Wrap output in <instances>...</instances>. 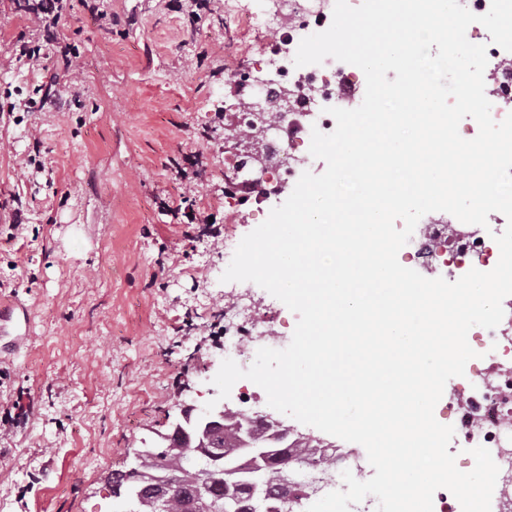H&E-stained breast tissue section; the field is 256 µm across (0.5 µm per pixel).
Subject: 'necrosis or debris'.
I'll return each mask as SVG.
<instances>
[{"mask_svg": "<svg viewBox=\"0 0 512 512\" xmlns=\"http://www.w3.org/2000/svg\"><path fill=\"white\" fill-rule=\"evenodd\" d=\"M243 23L253 29L281 34L285 43L300 41L308 36L313 26L322 21L320 15L301 12L295 19L285 15L261 11H243ZM468 40H481L487 46V72L494 75L498 88L492 94L491 115L502 121L512 113V70L505 61L512 53L492 44L486 28L471 24ZM269 84L265 96H274L282 86L302 83L304 92L294 96L290 108L280 112L274 127L275 135L268 146L278 162L276 179L293 180L300 167L295 153L311 142L312 130L333 129L334 118L329 110L344 108L347 98L341 93L342 84H359L364 80L362 70L351 64L322 66L300 76H292L285 60L277 54L264 59ZM507 225L499 212L489 214L487 226L473 224L445 225L433 221L417 224L403 253L414 266L434 264L449 280H457L470 269L492 270L500 256L495 235ZM505 316L496 329L475 327L470 346L477 353L465 369L464 376L452 378L441 402V412L455 428L451 442L455 448L487 447L499 467L494 489L495 512H512V296L503 301ZM259 306L240 311L238 300H231L224 309V327L231 330V338L224 341V353L237 358L246 357L248 342L260 335L262 322Z\"/></svg>", "mask_w": 512, "mask_h": 512, "instance_id": "necrosis-or-debris-1", "label": "necrosis or debris"}]
</instances>
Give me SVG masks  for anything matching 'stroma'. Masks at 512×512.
<instances>
[{
    "label": "stroma",
    "mask_w": 512,
    "mask_h": 512,
    "mask_svg": "<svg viewBox=\"0 0 512 512\" xmlns=\"http://www.w3.org/2000/svg\"><path fill=\"white\" fill-rule=\"evenodd\" d=\"M231 0H69L59 42L78 66L14 59L40 33L23 0H0V296L24 336L0 335V402L25 393L26 425L0 436V512H116L110 477L178 407L204 410L224 359V233L245 236L271 204L224 206L233 113L272 35L236 28ZM38 154L39 168L24 167ZM197 179L179 192L185 155ZM21 208L11 236L5 218ZM210 215L186 224L182 211ZM270 337L296 313L259 286Z\"/></svg>",
    "instance_id": "1"
}]
</instances>
